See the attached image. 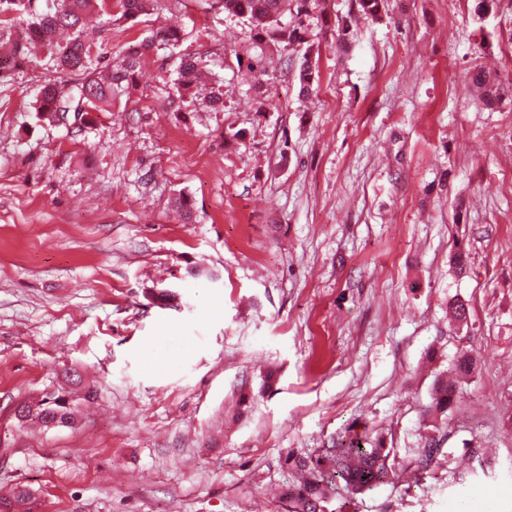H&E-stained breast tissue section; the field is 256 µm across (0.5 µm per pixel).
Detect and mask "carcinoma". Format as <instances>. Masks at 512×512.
<instances>
[{
	"mask_svg": "<svg viewBox=\"0 0 512 512\" xmlns=\"http://www.w3.org/2000/svg\"><path fill=\"white\" fill-rule=\"evenodd\" d=\"M152 0H117L121 17L134 20L147 13ZM224 13L247 22L255 37L268 39L288 52L305 46L303 61L299 67L302 97L312 94L314 81L318 79L317 62L312 60L315 46L312 40L311 20L318 0H220ZM32 0H0V16H28L27 30L34 38L17 47L39 44L53 50L56 66L80 77L78 101L65 95L56 83L40 86L37 102L40 117L50 123H65L69 112L74 117L97 110L102 104L129 92L139 57L152 50L173 48L180 41V33L172 29H158L140 44V51L129 53L121 59H107L99 53V47L85 30V18L92 12L112 22V0H60L54 9L40 14L31 12ZM358 11L363 16L376 19L381 15L384 0H357ZM291 20L283 23L282 17ZM204 76L203 66L195 57L181 58L174 82L175 94L171 104L179 108L186 96L199 88ZM457 397V383L444 378L435 380L432 388L433 409L440 416H447ZM62 392L52 393L42 399L38 407L22 405L23 419H36L44 425L56 416L71 417V410L63 402ZM439 448L432 436L418 449L416 467L425 473L434 463ZM297 468L309 474V478L295 486L288 494L290 512H329V502L340 489L354 494L364 493L398 477L402 464L393 448L382 441L368 447L351 441L336 447L317 458L303 457L296 461ZM33 493L24 486L15 488L12 497L0 498V505L11 507V512H30Z\"/></svg>",
	"mask_w": 512,
	"mask_h": 512,
	"instance_id": "obj_1",
	"label": "carcinoma"
}]
</instances>
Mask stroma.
<instances>
[{"label":"stroma","mask_w":512,"mask_h":512,"mask_svg":"<svg viewBox=\"0 0 512 512\" xmlns=\"http://www.w3.org/2000/svg\"><path fill=\"white\" fill-rule=\"evenodd\" d=\"M477 3L385 0L344 47L355 0H324L308 98L219 0L94 30L112 57L162 25L182 40L86 120L39 118L38 84H78L49 50L0 74V494L27 486L37 512H288L296 458L363 434L404 471L344 512H448L465 482L480 512H512V0ZM184 54L222 61V110L205 88L169 106ZM259 58L266 96L242 78ZM458 299L467 321L448 317ZM463 353L441 427L433 381ZM58 390L71 425L17 422ZM428 435L441 453L418 479Z\"/></svg>","instance_id":"35a3bbf8"}]
</instances>
